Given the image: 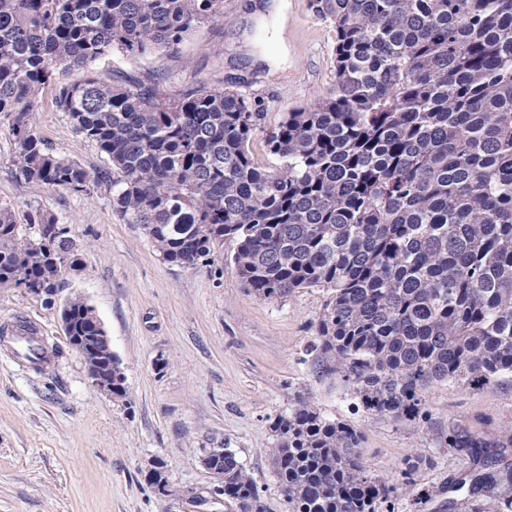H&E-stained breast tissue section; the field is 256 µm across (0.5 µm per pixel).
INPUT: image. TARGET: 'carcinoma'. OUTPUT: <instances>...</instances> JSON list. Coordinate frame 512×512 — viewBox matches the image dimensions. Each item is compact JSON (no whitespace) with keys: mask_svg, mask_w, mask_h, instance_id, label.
I'll use <instances>...</instances> for the list:
<instances>
[{"mask_svg":"<svg viewBox=\"0 0 512 512\" xmlns=\"http://www.w3.org/2000/svg\"><path fill=\"white\" fill-rule=\"evenodd\" d=\"M335 32L328 97L265 133L271 169L250 150L262 103L230 90L164 100L143 84L91 76L54 102L109 170L88 171L37 135L41 90L114 50L176 51L224 16V0H0V112L15 179L91 196L141 225L162 258L206 266L234 244L247 291L327 300L310 353L381 417L423 420L432 382L490 388L512 377V0H314ZM82 264L71 229L0 204V287L52 295ZM69 335L93 309L69 300ZM270 460L291 512H378L392 488L360 461L361 436L308 397L272 425ZM448 447L505 456L454 425ZM471 512H512V465L473 473ZM228 502H257L224 454Z\"/></svg>","mask_w":512,"mask_h":512,"instance_id":"carcinoma-1","label":"carcinoma"}]
</instances>
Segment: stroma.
Here are the masks:
<instances>
[{
  "instance_id": "1",
  "label": "stroma",
  "mask_w": 512,
  "mask_h": 512,
  "mask_svg": "<svg viewBox=\"0 0 512 512\" xmlns=\"http://www.w3.org/2000/svg\"><path fill=\"white\" fill-rule=\"evenodd\" d=\"M276 0H224V17L198 28L179 52L144 57L121 52L87 74L145 82L173 99L192 91L232 89L262 102L263 127L328 96L334 83L335 33L312 0H286L277 27ZM40 94L39 136L87 170L106 157L81 140L54 103ZM12 118L0 113V204L18 221L55 215L83 247L80 270H65L51 296L0 288V327L23 319L58 354L45 372L23 367L0 346V512H238L211 498L214 478L203 449L227 448L258 488L264 512H289L270 466L272 424L297 396L362 434L366 470L395 492L379 512H470L464 484L477 469L448 448L452 425L495 440L512 426V381L492 390L431 384L427 420L394 421L366 411L335 375L322 373L308 344L327 295L309 288L279 301L247 292L224 244L210 265L189 270L162 259L140 225L112 210L107 188L93 195L16 182L10 172ZM83 297L99 316L125 374L126 400L97 392L69 345L61 311ZM163 469L173 494L150 482ZM413 483L405 485L404 471Z\"/></svg>"
}]
</instances>
